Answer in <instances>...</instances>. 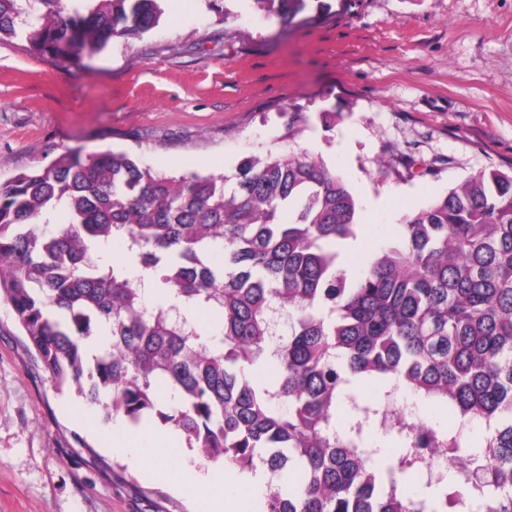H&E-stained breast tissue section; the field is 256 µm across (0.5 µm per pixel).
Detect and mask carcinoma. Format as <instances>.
Returning a JSON list of instances; mask_svg holds the SVG:
<instances>
[{
	"instance_id": "cac0c4a2",
	"label": "carcinoma",
	"mask_w": 512,
	"mask_h": 512,
	"mask_svg": "<svg viewBox=\"0 0 512 512\" xmlns=\"http://www.w3.org/2000/svg\"><path fill=\"white\" fill-rule=\"evenodd\" d=\"M162 2L0 0V41L69 62L141 38ZM251 2L275 23L323 10ZM360 232L347 180L304 155L176 177L69 151L0 185V303L56 391L284 477L260 493L267 512H512V168L404 214L401 243L352 282L338 248ZM201 311L218 332L199 331ZM358 380L382 398L360 399ZM400 391L455 423L406 414ZM430 452L465 482L441 471L410 495Z\"/></svg>"
}]
</instances>
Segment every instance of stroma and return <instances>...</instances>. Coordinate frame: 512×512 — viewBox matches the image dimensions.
Masks as SVG:
<instances>
[{"mask_svg": "<svg viewBox=\"0 0 512 512\" xmlns=\"http://www.w3.org/2000/svg\"><path fill=\"white\" fill-rule=\"evenodd\" d=\"M268 22L250 0H165L133 42L60 62L0 42V184L60 154L124 151L174 176L231 174L308 153L342 171L374 257L469 176L512 168V0H326ZM112 423L57 395L0 306V512H193L178 493L207 463L179 434L167 478L111 449Z\"/></svg>", "mask_w": 512, "mask_h": 512, "instance_id": "1", "label": "stroma"}]
</instances>
